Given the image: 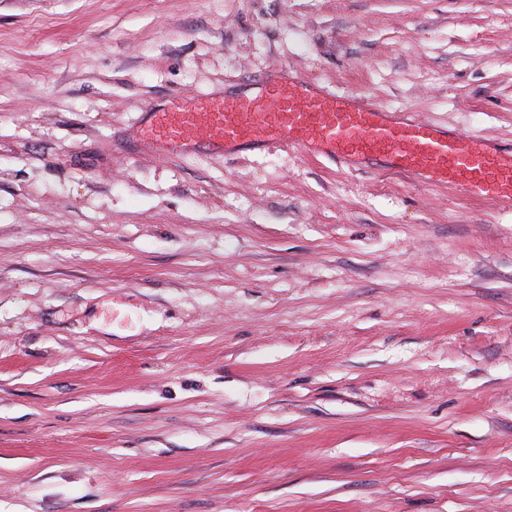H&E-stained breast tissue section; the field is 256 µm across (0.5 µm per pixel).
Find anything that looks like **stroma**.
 Here are the masks:
<instances>
[{
	"mask_svg": "<svg viewBox=\"0 0 512 512\" xmlns=\"http://www.w3.org/2000/svg\"><path fill=\"white\" fill-rule=\"evenodd\" d=\"M298 77L512 139V0H0V512H512V209L160 155Z\"/></svg>",
	"mask_w": 512,
	"mask_h": 512,
	"instance_id": "1",
	"label": "stroma"
}]
</instances>
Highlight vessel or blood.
Here are the masks:
<instances>
[{"label":"vessel or blood","instance_id":"1","mask_svg":"<svg viewBox=\"0 0 512 512\" xmlns=\"http://www.w3.org/2000/svg\"><path fill=\"white\" fill-rule=\"evenodd\" d=\"M141 135L166 154L196 145L221 153L280 144L324 152L347 168L380 161L388 171L512 206V148L494 149L480 137L445 133L411 115L359 104L355 94L315 91L297 79L253 96L174 100L168 111L152 113Z\"/></svg>","mask_w":512,"mask_h":512}]
</instances>
